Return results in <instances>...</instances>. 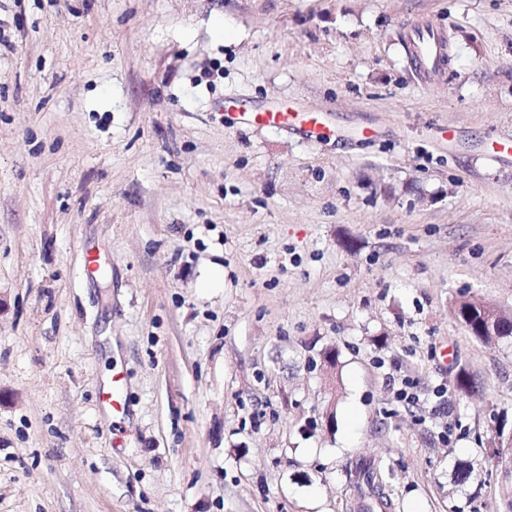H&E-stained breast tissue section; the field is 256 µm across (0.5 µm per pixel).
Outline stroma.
Returning a JSON list of instances; mask_svg holds the SVG:
<instances>
[{"label":"stroma","instance_id":"obj_1","mask_svg":"<svg viewBox=\"0 0 512 512\" xmlns=\"http://www.w3.org/2000/svg\"><path fill=\"white\" fill-rule=\"evenodd\" d=\"M502 138L512 0H0V512H358L376 460L391 512H494L512 338L450 305L512 313ZM239 117L241 122L247 124L288 127L298 117V113L267 108L258 112H242L239 114ZM452 313L457 322L460 323L463 330L469 335L485 344H492L499 342L506 338H512V325L499 327L504 322L512 323V315L504 314L501 311L493 308L491 312H484L486 315V330L490 333V336H482V323L484 319L480 313V310L473 303H459L457 302L453 308Z\"/></svg>","mask_w":512,"mask_h":512}]
</instances>
